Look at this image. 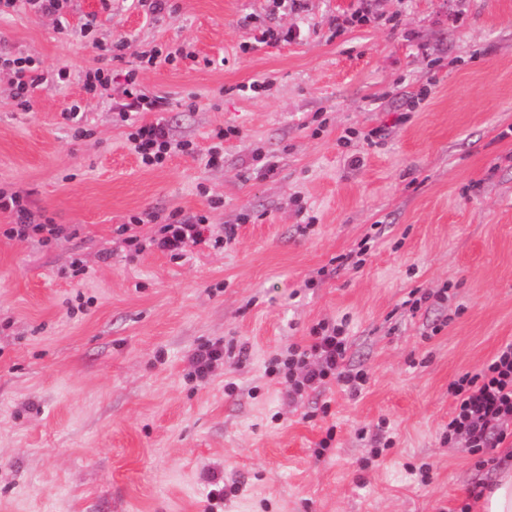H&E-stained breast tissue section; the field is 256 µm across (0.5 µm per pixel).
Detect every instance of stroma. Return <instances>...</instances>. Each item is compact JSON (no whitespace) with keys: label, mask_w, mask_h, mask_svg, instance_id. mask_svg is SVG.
I'll return each instance as SVG.
<instances>
[{"label":"stroma","mask_w":512,"mask_h":512,"mask_svg":"<svg viewBox=\"0 0 512 512\" xmlns=\"http://www.w3.org/2000/svg\"><path fill=\"white\" fill-rule=\"evenodd\" d=\"M173 3L147 19L125 0L108 12L78 0L66 40L31 12L0 18V53L36 56L49 74L100 66L80 31L89 13L98 41L127 42L113 72L153 46H188L194 59L140 71L143 92L168 100L141 119L196 147L144 165L120 82L102 98L52 82L20 112L0 72V188L79 229L50 245L0 237V512H205L217 484L214 512H475L476 491L512 464V438L474 452L442 434L449 383L512 341V0H372L370 22L340 33L332 18L358 0H306L277 20L305 39L275 47L242 20L265 0ZM255 80L265 90L237 94ZM75 101L92 130L82 141L63 118ZM227 125L239 133L207 165ZM376 127L375 146L338 143ZM258 153L273 174L254 175ZM175 209L238 237L129 259L116 227ZM376 223L359 268L319 276ZM77 259L85 273L69 277ZM441 287L443 304L404 307ZM342 318L365 389L288 399L269 355ZM230 340L239 357L188 378L193 348ZM325 401L327 418L305 419ZM380 423L393 445L372 460L359 431Z\"/></svg>","instance_id":"stroma-1"}]
</instances>
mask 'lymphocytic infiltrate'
Masks as SVG:
<instances>
[{"label": "lymphocytic infiltrate", "instance_id": "lymphocytic-infiltrate-1", "mask_svg": "<svg viewBox=\"0 0 512 512\" xmlns=\"http://www.w3.org/2000/svg\"><path fill=\"white\" fill-rule=\"evenodd\" d=\"M75 0H0V16L22 10L49 17L61 37L69 35L67 10ZM161 50L142 55L137 64L124 73L123 93L127 99L125 112H161L166 100L145 94L138 81L142 65H154ZM11 73L12 99L18 110L32 108L37 89L47 85L40 61L30 55H0V69ZM133 150L147 165L165 161L171 153L190 150L187 141L173 140L167 125L155 121L136 126L128 135ZM0 213L8 214L9 224L0 226V235L9 239H37L42 244L58 242L75 234L74 229L53 223L44 214L33 211L25 195L0 189ZM237 225H225L215 232L207 216L184 215L171 211L166 217L148 212L132 216L128 223L118 225L116 232L124 236L134 252L150 246L178 257L192 247L207 245L221 248L237 236ZM310 344H289L271 358L267 371L278 376L286 386L289 398L300 399L308 392L328 383H336L350 395L361 394L367 375L352 368L348 352L350 344L345 323L333 325L320 322L310 331ZM455 407L448 419L449 439L464 438L473 448H496L512 434V342L500 346L491 360L477 373L464 374L448 386Z\"/></svg>", "mask_w": 512, "mask_h": 512}]
</instances>
